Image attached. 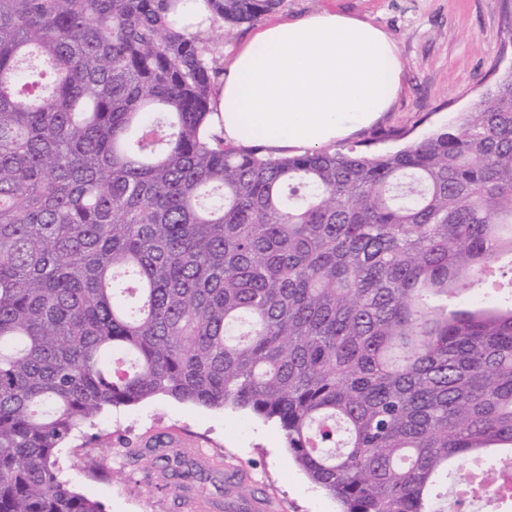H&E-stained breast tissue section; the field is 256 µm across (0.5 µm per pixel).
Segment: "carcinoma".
<instances>
[{"label":"carcinoma","mask_w":512,"mask_h":512,"mask_svg":"<svg viewBox=\"0 0 512 512\" xmlns=\"http://www.w3.org/2000/svg\"><path fill=\"white\" fill-rule=\"evenodd\" d=\"M179 0H0V512H105L75 429L163 396L274 420L341 512H448L512 456V71L396 151L203 133ZM232 26L281 0H208Z\"/></svg>","instance_id":"carcinoma-1"}]
</instances>
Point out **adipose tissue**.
<instances>
[{
  "label": "adipose tissue",
  "instance_id": "ef3b65f1",
  "mask_svg": "<svg viewBox=\"0 0 512 512\" xmlns=\"http://www.w3.org/2000/svg\"><path fill=\"white\" fill-rule=\"evenodd\" d=\"M400 75L384 31L321 11L256 32L215 83L210 109L222 117L225 140L319 148L388 111Z\"/></svg>",
  "mask_w": 512,
  "mask_h": 512
}]
</instances>
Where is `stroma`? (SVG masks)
Masks as SVG:
<instances>
[{"mask_svg": "<svg viewBox=\"0 0 512 512\" xmlns=\"http://www.w3.org/2000/svg\"><path fill=\"white\" fill-rule=\"evenodd\" d=\"M329 10L383 30L401 59L388 112L340 144L388 133L394 151L470 111L512 70V0H282L275 17ZM166 444L157 448L155 437ZM59 476L106 512H339L336 500L293 461L278 425L245 411L157 397L102 415L59 449ZM191 463L204 483L178 488L165 461ZM237 471L227 481L228 471Z\"/></svg>", "mask_w": 512, "mask_h": 512, "instance_id": "1", "label": "stroma"}]
</instances>
